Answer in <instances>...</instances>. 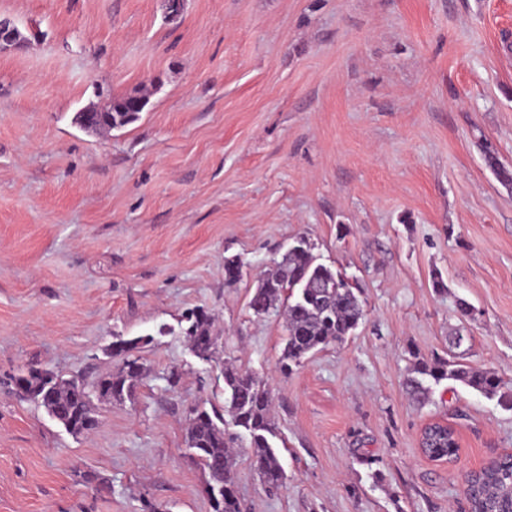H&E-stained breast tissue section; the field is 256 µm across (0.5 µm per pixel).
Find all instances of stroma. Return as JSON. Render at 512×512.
<instances>
[{
	"label": "stroma",
	"instance_id": "obj_1",
	"mask_svg": "<svg viewBox=\"0 0 512 512\" xmlns=\"http://www.w3.org/2000/svg\"><path fill=\"white\" fill-rule=\"evenodd\" d=\"M0 16L29 35L0 52V512H211L184 437L191 407L223 408L226 359L268 383L282 442L271 495L239 438L246 512H468L465 476L512 452V403L444 380L420 405L405 380L460 336L512 390L496 173L512 172V0H186L174 22L163 0H0ZM134 90L149 103L125 128L75 124ZM302 236L365 317L284 374V316L248 302ZM197 306L219 360L180 332ZM135 336L146 376L89 434L17 390L32 365L111 371ZM434 420L461 437L453 460L420 450Z\"/></svg>",
	"mask_w": 512,
	"mask_h": 512
}]
</instances>
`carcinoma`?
Returning a JSON list of instances; mask_svg holds the SVG:
<instances>
[{
  "label": "carcinoma",
  "instance_id": "obj_1",
  "mask_svg": "<svg viewBox=\"0 0 512 512\" xmlns=\"http://www.w3.org/2000/svg\"><path fill=\"white\" fill-rule=\"evenodd\" d=\"M148 99L129 93L112 99L104 111H92L87 119L99 131L125 127L139 118ZM242 266L234 259L224 261V280L229 286L241 280ZM256 316L283 309L286 337L279 358L281 372L287 373L307 357L351 336L363 319L359 296L343 274L316 262L312 245L306 238L282 256L275 267L258 278L249 300ZM187 326L182 329L192 352L210 361L218 354L217 339L212 334V314L196 307L185 314ZM151 339L142 337L119 339L109 353L120 358L113 372L90 380L67 379L35 366L26 368L16 382L23 396L47 409L51 417L74 435L93 430L92 400L124 401L135 397L146 375L139 350ZM459 382L485 395H495L502 382L491 370H477L463 363L459 356L418 360L408 375L405 388L414 400L429 399V381ZM224 402L231 423L216 407L202 403L194 407L187 419L186 448L207 475L206 489L224 488V494L208 495L212 512H242L236 492L235 458L232 452L238 434L228 426L243 429L249 437V461L268 491L279 489L285 470L272 439L278 431L272 415V400L266 383L248 370L224 363ZM473 488L469 504L471 512H512V457L489 460L482 470L472 475Z\"/></svg>",
  "mask_w": 512,
  "mask_h": 512
}]
</instances>
